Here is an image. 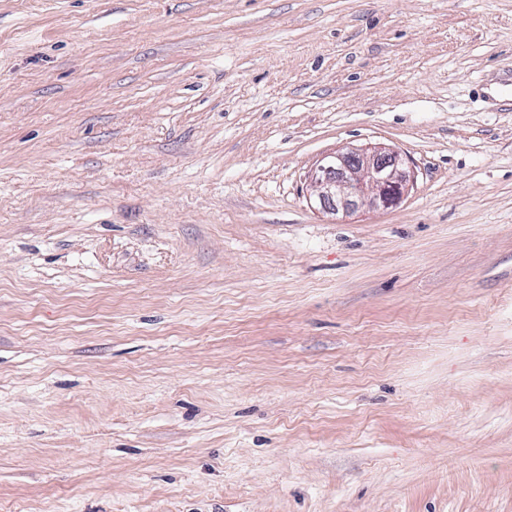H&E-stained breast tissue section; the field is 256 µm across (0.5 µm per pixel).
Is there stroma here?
Returning a JSON list of instances; mask_svg holds the SVG:
<instances>
[{"label":"stroma","instance_id":"35a3bbf8","mask_svg":"<svg viewBox=\"0 0 512 512\" xmlns=\"http://www.w3.org/2000/svg\"><path fill=\"white\" fill-rule=\"evenodd\" d=\"M508 99L512 0H0V512H512ZM315 203L325 213H351L362 206H398L414 185V172L401 153L377 146L324 156L311 171Z\"/></svg>","mask_w":512,"mask_h":512}]
</instances>
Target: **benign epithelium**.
I'll use <instances>...</instances> for the list:
<instances>
[{
	"instance_id": "obj_1",
	"label": "benign epithelium",
	"mask_w": 512,
	"mask_h": 512,
	"mask_svg": "<svg viewBox=\"0 0 512 512\" xmlns=\"http://www.w3.org/2000/svg\"><path fill=\"white\" fill-rule=\"evenodd\" d=\"M315 203L325 213H351L362 206H398L414 185V172L401 153L377 146L350 148L323 157L311 171Z\"/></svg>"
}]
</instances>
